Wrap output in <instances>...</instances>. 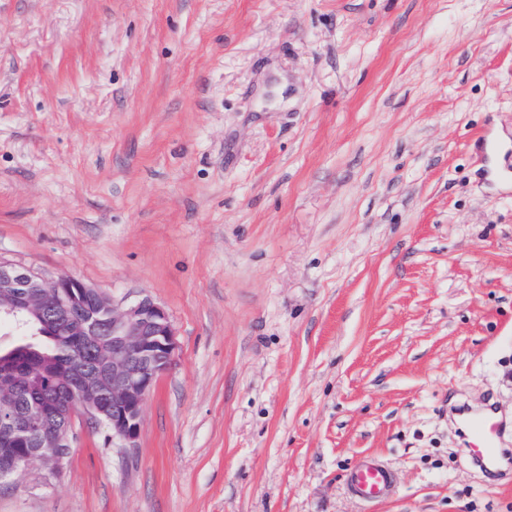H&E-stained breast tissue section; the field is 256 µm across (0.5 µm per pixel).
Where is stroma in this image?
<instances>
[{"label": "stroma", "mask_w": 512, "mask_h": 512, "mask_svg": "<svg viewBox=\"0 0 512 512\" xmlns=\"http://www.w3.org/2000/svg\"><path fill=\"white\" fill-rule=\"evenodd\" d=\"M0 261L178 343L0 512H512L455 423L512 448V0H0ZM457 429L465 438L471 462L495 479L504 478L512 471V448L502 447L503 426L496 407L486 404L473 411L467 406L457 408ZM346 484L349 491L361 500L380 504L395 494L397 475L380 457L366 455L349 465Z\"/></svg>", "instance_id": "stroma-1"}]
</instances>
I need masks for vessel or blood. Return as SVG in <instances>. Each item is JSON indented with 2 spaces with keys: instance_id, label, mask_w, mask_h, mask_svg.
<instances>
[{
  "instance_id": "1",
  "label": "vessel or blood",
  "mask_w": 512,
  "mask_h": 512,
  "mask_svg": "<svg viewBox=\"0 0 512 512\" xmlns=\"http://www.w3.org/2000/svg\"><path fill=\"white\" fill-rule=\"evenodd\" d=\"M458 429L465 438L472 463L500 479L512 474V448L502 445L503 426L494 405L480 410L457 408ZM349 491L368 503L380 504L391 498L397 487L395 471L380 457L366 455L355 459L346 472Z\"/></svg>"
}]
</instances>
